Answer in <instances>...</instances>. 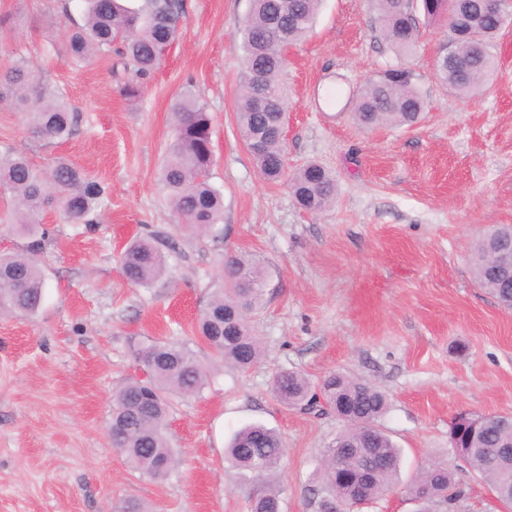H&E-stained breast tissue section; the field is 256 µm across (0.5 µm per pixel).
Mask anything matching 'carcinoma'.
Segmentation results:
<instances>
[{"instance_id": "carcinoma-1", "label": "carcinoma", "mask_w": 512, "mask_h": 512, "mask_svg": "<svg viewBox=\"0 0 512 512\" xmlns=\"http://www.w3.org/2000/svg\"><path fill=\"white\" fill-rule=\"evenodd\" d=\"M84 23L65 33V52L74 65L98 54L115 52L111 73L120 93L138 97L142 80L157 67L179 36L182 0H80ZM322 0H250L247 18L238 31L243 51L241 88L236 120L245 146L252 152L262 177L271 183L287 179L297 204L320 212L334 203L336 181L317 163H308L292 175L284 168V139L279 135L276 112L258 108L260 94L285 111L282 74L287 46L305 37L316 22ZM377 21L399 55L412 53L420 26L418 12L430 23L448 30V53L436 62L440 79L460 96L477 93L497 67L495 40L512 27V9L488 16L483 0H375ZM25 114L31 131L48 141H64L74 134L77 117L47 83L35 79L24 58L0 73V105ZM425 101L412 71L400 63L379 72L358 92L353 116L362 128L412 127L421 120ZM175 135L158 172V184L184 226L210 233L224 219L223 194L210 182L214 165L211 118L206 107L190 93L172 105ZM0 187L10 192L13 229L29 239L26 253H0V308L25 316L35 315L45 297L43 272L32 258L42 248L46 207L60 203L71 224L98 221L106 188L90 175L64 161L48 169L33 165L22 153L0 151ZM512 227H502L478 241L472 275L503 306L512 309ZM123 273L133 284L148 287L166 269V256L148 238H135L121 258ZM225 287L216 291L199 318L200 337L220 362L244 370L261 357V345L250 332L248 316L262 297L260 263L232 257L224 266ZM136 357L149 369L148 379L131 381L112 398V424L122 434L113 446L130 467L152 480L168 478L176 468V454L167 437L170 398L201 393L207 371L186 342L176 338L155 341L137 350ZM276 399L287 407L334 412L346 428L323 453L319 512L329 505L374 502L396 486L400 451L375 426L387 409L380 389L332 372L313 385L290 371L278 373L272 384ZM464 428L459 457L495 492L503 508L512 510V430L499 428L490 414L475 415ZM284 453L280 436L261 424L235 433L225 452L227 464L259 481L249 500L250 512H278L281 491L267 483V475ZM422 512L441 506L455 512L461 492L447 465L436 464L415 477L407 487Z\"/></svg>"}]
</instances>
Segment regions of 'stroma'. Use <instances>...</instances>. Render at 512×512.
<instances>
[{"instance_id": "35a3bbf8", "label": "stroma", "mask_w": 512, "mask_h": 512, "mask_svg": "<svg viewBox=\"0 0 512 512\" xmlns=\"http://www.w3.org/2000/svg\"><path fill=\"white\" fill-rule=\"evenodd\" d=\"M180 36L140 96L128 100L100 56L75 67L60 47L62 0H0V72L26 57L79 115L74 135L34 137L23 113L0 106V149L36 165L64 159L108 189L102 219L65 223L48 207L38 263L45 302L33 317L0 314V512H249L251 475L224 448L251 423L276 429L284 454L271 482L282 512H318L324 448L343 422L281 404V371L318 383L340 371L380 387L376 425L402 450L401 479L450 466L464 491L457 512H497L495 495L448 438L460 412L512 414V310L471 274L476 242L512 226V28L497 39L498 68L478 95L457 97L436 74L443 27L423 24L404 60L426 109L411 129L363 130L354 96L400 60L373 0H323L312 33L290 46L282 76L285 168H329L333 205L302 211L268 183L236 122L249 0H183ZM192 91L211 117L212 184L224 197L213 232L181 229L156 177L173 136L171 105ZM162 238L168 270L150 287L120 270L122 247ZM264 269L250 319L261 359L240 371L213 364L196 332L224 281L227 256ZM178 336L211 365L200 396L171 400L167 435L180 457L164 480L139 476L112 445V397L141 378L138 343Z\"/></svg>"}]
</instances>
